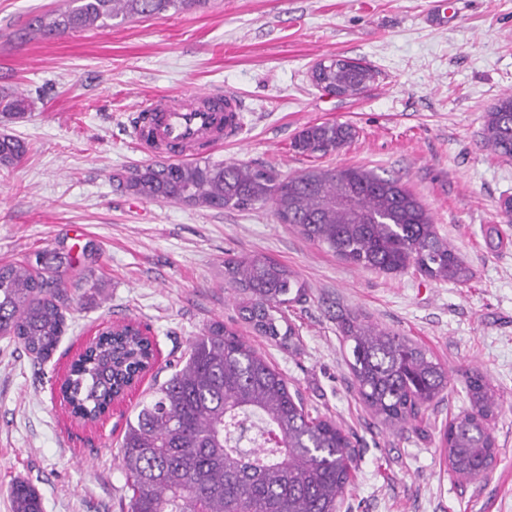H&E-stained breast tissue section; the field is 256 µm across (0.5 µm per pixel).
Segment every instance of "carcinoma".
<instances>
[{"mask_svg":"<svg viewBox=\"0 0 512 512\" xmlns=\"http://www.w3.org/2000/svg\"><path fill=\"white\" fill-rule=\"evenodd\" d=\"M73 5L29 18L22 36L54 39L105 28L112 21L201 9L209 0H72ZM369 66L332 62L316 85L358 95L375 81ZM29 108L21 95H0L15 119ZM353 136L347 124L303 129L294 147L326 153ZM484 143L512 158V95L487 112ZM25 144L0 136V169L15 167ZM116 181L147 200L244 210L271 205L282 224L340 259L393 274L414 268L443 282L462 283L469 268L440 237L429 212L398 180L359 167L313 168L279 177L245 162L200 159L130 166ZM64 256L44 249L21 263H0V337L46 359L67 329L71 304L61 273ZM224 280L241 297V318L261 336L293 342L288 305L306 289L286 265L268 256L224 260ZM340 330L359 398L382 425L402 432L448 392L444 367L426 348L351 313ZM154 345L141 327L101 333L72 362L61 385L71 413L96 422L112 401L152 366ZM469 409L453 418L440 445L450 469L471 478L497 456L490 421L500 394L480 373L467 375ZM120 466L132 490L129 512H339L352 482L354 445L327 417L310 415L298 390L236 330L217 322L192 344L184 365L128 419L119 443ZM12 512H43L27 482L8 488Z\"/></svg>","mask_w":512,"mask_h":512,"instance_id":"carcinoma-1","label":"carcinoma"}]
</instances>
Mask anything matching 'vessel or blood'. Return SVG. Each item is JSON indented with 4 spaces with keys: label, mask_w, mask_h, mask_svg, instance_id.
I'll use <instances>...</instances> for the list:
<instances>
[{
    "label": "vessel or blood",
    "mask_w": 512,
    "mask_h": 512,
    "mask_svg": "<svg viewBox=\"0 0 512 512\" xmlns=\"http://www.w3.org/2000/svg\"><path fill=\"white\" fill-rule=\"evenodd\" d=\"M130 131L145 156L164 160L195 159L237 141L243 108L237 94L190 91L158 94L140 102Z\"/></svg>",
    "instance_id": "b4317fda"
}]
</instances>
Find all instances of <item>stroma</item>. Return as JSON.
Segmentation results:
<instances>
[{
    "label": "stroma",
    "mask_w": 512,
    "mask_h": 512,
    "mask_svg": "<svg viewBox=\"0 0 512 512\" xmlns=\"http://www.w3.org/2000/svg\"><path fill=\"white\" fill-rule=\"evenodd\" d=\"M434 2L210 0L187 13L22 42L14 33L25 21L69 0H0V88L31 103L23 119L0 114V135L27 145L17 166L0 169V263L57 250L73 298L48 360L0 339V512H11L17 478L36 488L45 512H128L132 491L118 459L126 421L216 322L282 372L311 414L354 434L358 467L340 512H512V224L502 212L512 159L481 138L487 110L512 93V0H452L440 22ZM332 58L372 67L371 89L339 97L316 87L312 67ZM187 89L229 90L243 101L239 141L214 159L283 177L319 166L398 179L471 279L355 266L267 206L147 201L118 187L113 174L148 161L127 133L136 102ZM326 122L350 124L353 139L325 154L294 150L304 127ZM254 255L278 260L305 285L288 310L294 346L239 317L224 260ZM352 312L447 368L451 390L426 407L418 428L393 432L360 401L339 328ZM130 320L147 326L154 365L108 417L79 422L59 384L99 331ZM474 370L501 395L490 423L499 454L487 475L464 480L449 471L439 439L467 408Z\"/></svg>",
    "instance_id": "35a3bbf8"
}]
</instances>
